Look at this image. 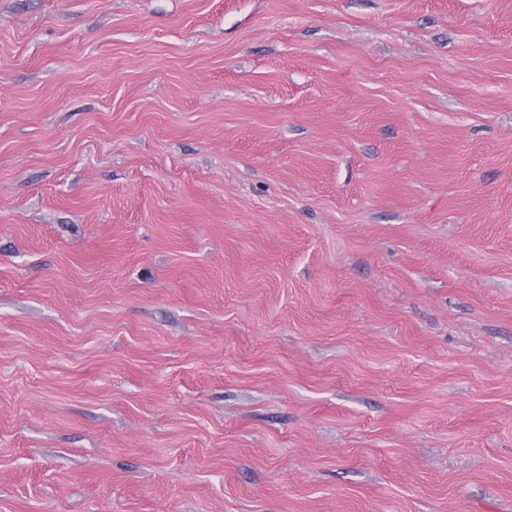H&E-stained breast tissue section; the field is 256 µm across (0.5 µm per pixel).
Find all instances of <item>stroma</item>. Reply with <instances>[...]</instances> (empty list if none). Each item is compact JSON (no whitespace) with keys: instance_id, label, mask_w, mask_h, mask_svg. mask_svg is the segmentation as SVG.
Listing matches in <instances>:
<instances>
[{"instance_id":"35a3bbf8","label":"stroma","mask_w":512,"mask_h":512,"mask_svg":"<svg viewBox=\"0 0 512 512\" xmlns=\"http://www.w3.org/2000/svg\"><path fill=\"white\" fill-rule=\"evenodd\" d=\"M0 512H512V0H0Z\"/></svg>"}]
</instances>
